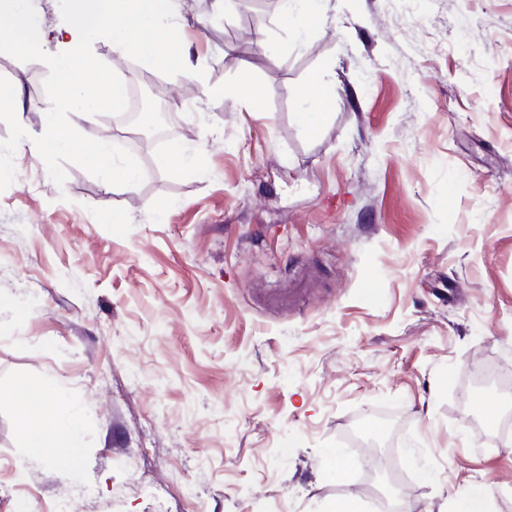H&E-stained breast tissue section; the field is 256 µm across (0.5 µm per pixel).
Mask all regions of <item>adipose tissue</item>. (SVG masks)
<instances>
[{
	"label": "adipose tissue",
	"instance_id": "obj_1",
	"mask_svg": "<svg viewBox=\"0 0 512 512\" xmlns=\"http://www.w3.org/2000/svg\"><path fill=\"white\" fill-rule=\"evenodd\" d=\"M174 14L175 0H76L68 24L59 32L52 60L64 93L44 103L42 132L27 142L28 151L39 156L76 152L93 144V161L109 183L126 191L134 189L137 170L117 165L110 145L92 138L101 109L124 107L126 86L115 76L109 60L83 56L80 45L106 25L119 56L144 57L157 68H175L187 79L200 80L199 65L185 48ZM4 34L25 50L41 51L47 43V34L31 14L27 0H0V36ZM326 82V73H312L301 92L307 110L300 118L307 127H317L336 106ZM57 395V388L44 382L28 381L14 389L23 445L39 449L52 461L65 457L74 466L83 453L79 420L58 417Z\"/></svg>",
	"mask_w": 512,
	"mask_h": 512
}]
</instances>
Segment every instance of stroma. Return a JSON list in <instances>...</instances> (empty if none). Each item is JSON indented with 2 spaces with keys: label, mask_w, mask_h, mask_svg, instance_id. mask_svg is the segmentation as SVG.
Wrapping results in <instances>:
<instances>
[{
  "label": "stroma",
  "mask_w": 512,
  "mask_h": 512,
  "mask_svg": "<svg viewBox=\"0 0 512 512\" xmlns=\"http://www.w3.org/2000/svg\"><path fill=\"white\" fill-rule=\"evenodd\" d=\"M241 3L215 24L213 0H176L199 84L115 57L109 29L85 42L128 89L174 95V132L146 148L96 117L131 191L89 150L24 148L56 74L0 42L26 100L0 116V512H388L394 488L456 512L475 483L512 512V388L468 371L512 379V0H325L308 35L275 15L239 42ZM315 71L336 108L311 131ZM176 146L201 165L167 170ZM311 269L297 305L264 302ZM22 378L79 414L77 472L22 447ZM93 144V162L108 176L112 188L119 187L125 191L134 189L138 182L137 170L132 166L117 165L114 150L108 143L96 139Z\"/></svg>",
  "instance_id": "obj_1"
}]
</instances>
